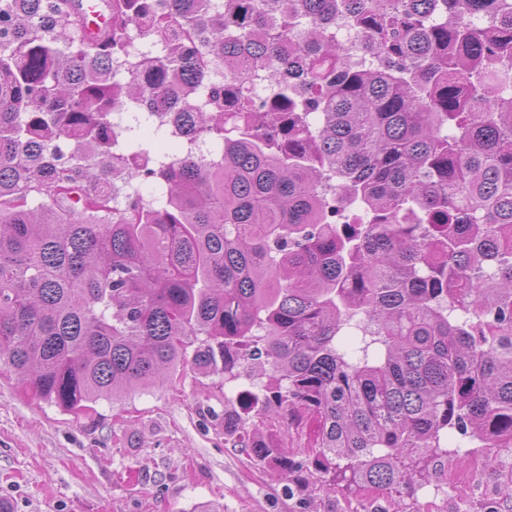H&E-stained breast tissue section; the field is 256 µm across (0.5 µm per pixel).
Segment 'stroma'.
<instances>
[{"instance_id": "stroma-1", "label": "stroma", "mask_w": 512, "mask_h": 512, "mask_svg": "<svg viewBox=\"0 0 512 512\" xmlns=\"http://www.w3.org/2000/svg\"><path fill=\"white\" fill-rule=\"evenodd\" d=\"M259 375L237 381L191 366L174 381L99 400L77 417L36 398L0 369V512H299L278 472L224 442V409ZM498 452L448 458L415 499L382 498L387 512H512Z\"/></svg>"}]
</instances>
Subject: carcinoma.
<instances>
[{
  "label": "carcinoma",
  "mask_w": 512,
  "mask_h": 512,
  "mask_svg": "<svg viewBox=\"0 0 512 512\" xmlns=\"http://www.w3.org/2000/svg\"><path fill=\"white\" fill-rule=\"evenodd\" d=\"M93 2L0 0V366L74 415L268 367L224 441L304 500L512 448V0ZM173 98L175 154L112 126Z\"/></svg>",
  "instance_id": "1"
}]
</instances>
